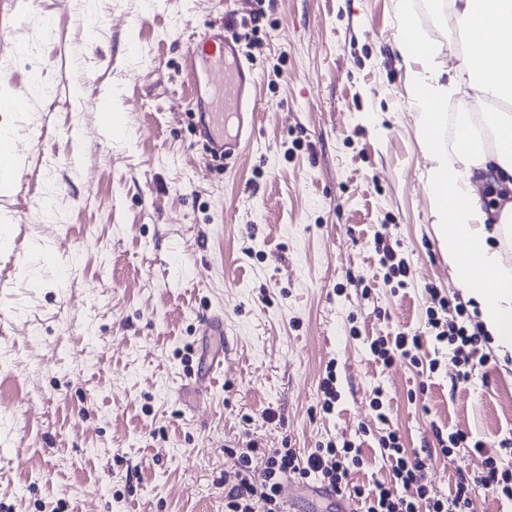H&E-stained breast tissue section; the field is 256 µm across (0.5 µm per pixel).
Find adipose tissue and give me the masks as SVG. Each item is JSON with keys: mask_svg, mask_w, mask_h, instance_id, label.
Returning a JSON list of instances; mask_svg holds the SVG:
<instances>
[{"mask_svg": "<svg viewBox=\"0 0 512 512\" xmlns=\"http://www.w3.org/2000/svg\"><path fill=\"white\" fill-rule=\"evenodd\" d=\"M463 23L465 50L451 77L418 28L411 0H396L402 18L399 51L413 62L416 123L429 163L427 191L439 248L457 288L477 304L478 319L501 354H512V0H447ZM472 92L497 103L494 112L448 115L450 97ZM498 192L482 198L484 174Z\"/></svg>", "mask_w": 512, "mask_h": 512, "instance_id": "1", "label": "adipose tissue"}]
</instances>
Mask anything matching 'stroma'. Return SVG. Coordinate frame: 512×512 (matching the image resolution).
Masks as SVG:
<instances>
[{
  "mask_svg": "<svg viewBox=\"0 0 512 512\" xmlns=\"http://www.w3.org/2000/svg\"><path fill=\"white\" fill-rule=\"evenodd\" d=\"M412 7L456 64L458 21L434 22L431 0ZM213 16L255 44L259 117L226 171L203 164L187 106L188 36ZM400 27L394 0H0V96L27 94L33 71L49 89L0 111L20 173L0 188V512H225L224 478L251 441L302 456L352 442L351 483L369 487L389 474L380 440L393 430L426 456L438 497L482 471V456L448 458L435 435L491 448L512 432V357L460 382L427 325L429 288H457ZM35 34L39 49L19 55ZM104 94L122 141L101 134ZM380 245L408 256L406 287L385 283ZM214 312L224 337L200 331ZM403 330L423 338L420 366L383 365L371 341ZM223 339L231 360L210 369ZM288 489L296 512L350 507L317 480Z\"/></svg>",
  "mask_w": 512,
  "mask_h": 512,
  "instance_id": "stroma-1",
  "label": "stroma"
}]
</instances>
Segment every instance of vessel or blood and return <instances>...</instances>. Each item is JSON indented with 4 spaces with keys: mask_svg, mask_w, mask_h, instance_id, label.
I'll return each mask as SVG.
<instances>
[{
    "mask_svg": "<svg viewBox=\"0 0 512 512\" xmlns=\"http://www.w3.org/2000/svg\"><path fill=\"white\" fill-rule=\"evenodd\" d=\"M185 68L192 79L198 73H206L208 83L224 93L221 102L213 104L208 114L207 162L223 161L238 155L242 146L250 141L252 128H240L238 135L232 138L218 134L217 129L223 125L225 113L233 112L242 118L254 112V73L241 61L236 42L225 37L223 20H209L192 40ZM99 116L106 140L112 142L124 138L125 121L121 114L113 112L109 103H101Z\"/></svg>",
    "mask_w": 512,
    "mask_h": 512,
    "instance_id": "obj_1",
    "label": "vessel or blood"
}]
</instances>
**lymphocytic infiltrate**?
Listing matches in <instances>:
<instances>
[{"mask_svg":"<svg viewBox=\"0 0 512 512\" xmlns=\"http://www.w3.org/2000/svg\"><path fill=\"white\" fill-rule=\"evenodd\" d=\"M438 310L428 313V324L437 342L446 344L461 366V380H469L476 367L487 364L492 352L490 341L481 324L465 323L466 307L440 297ZM455 312L454 320L443 317ZM382 450L391 462L389 478L375 480L372 488L352 489L348 479L354 468L363 463L360 449L350 442L328 443L306 457H299L292 448H258L248 446L239 455V467L224 480V506L227 512H284L280 489L292 476H318L326 487L337 494L352 489L354 501L360 502L361 512H468L472 483L495 487L505 498L512 499V470L500 469L495 457L487 456L486 468L477 478L458 474L455 489L448 497L435 498L425 483L426 460L408 455L396 432H388L381 440ZM415 488L413 497H405L404 489Z\"/></svg>","mask_w":512,"mask_h":512,"instance_id":"1","label":"lymphocytic infiltrate"}]
</instances>
